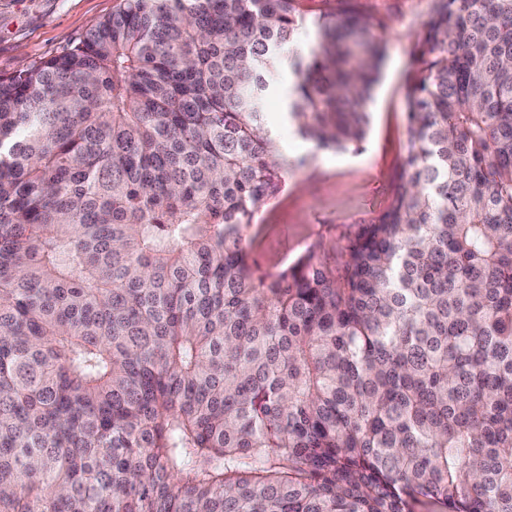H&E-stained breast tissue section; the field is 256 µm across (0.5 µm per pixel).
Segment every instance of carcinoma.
Listing matches in <instances>:
<instances>
[{
  "label": "carcinoma",
  "mask_w": 512,
  "mask_h": 512,
  "mask_svg": "<svg viewBox=\"0 0 512 512\" xmlns=\"http://www.w3.org/2000/svg\"><path fill=\"white\" fill-rule=\"evenodd\" d=\"M388 206L277 275L243 230L357 150L350 8L121 0L0 75V512H512V0H433ZM344 7L345 3L341 0H298L299 11L307 20L323 14L336 13Z\"/></svg>",
  "instance_id": "1"
}]
</instances>
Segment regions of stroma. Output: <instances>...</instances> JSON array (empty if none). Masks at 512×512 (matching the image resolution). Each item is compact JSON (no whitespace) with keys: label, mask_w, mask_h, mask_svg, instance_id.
Returning a JSON list of instances; mask_svg holds the SVG:
<instances>
[{"label":"stroma","mask_w":512,"mask_h":512,"mask_svg":"<svg viewBox=\"0 0 512 512\" xmlns=\"http://www.w3.org/2000/svg\"><path fill=\"white\" fill-rule=\"evenodd\" d=\"M119 0H0V74L59 54L92 24L111 15ZM376 24L387 53L368 103L370 123L359 151L318 150L289 123L280 98H272L267 122L278 152L303 159L280 191L256 212L244 244L260 273L276 274L311 248L328 264L358 225L389 203L408 135L405 93L417 67L414 45L432 0H352Z\"/></svg>","instance_id":"stroma-1"}]
</instances>
